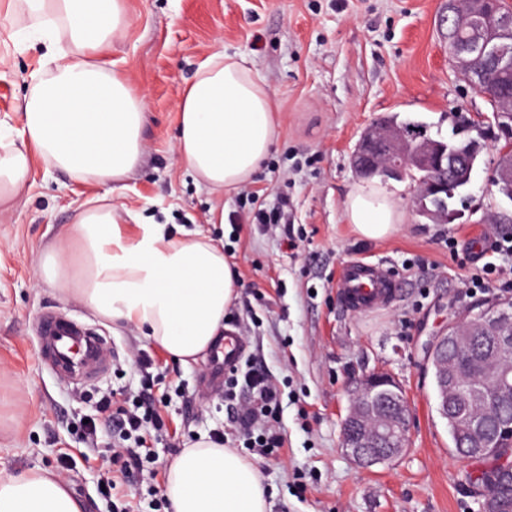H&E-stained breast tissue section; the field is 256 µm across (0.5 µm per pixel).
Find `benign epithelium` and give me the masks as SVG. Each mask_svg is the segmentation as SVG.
Instances as JSON below:
<instances>
[{"mask_svg":"<svg viewBox=\"0 0 512 512\" xmlns=\"http://www.w3.org/2000/svg\"><path fill=\"white\" fill-rule=\"evenodd\" d=\"M448 45L452 47L456 68L468 75L470 86L486 98L482 84L490 75L512 69V11H504L498 0H448ZM481 63L480 77L471 74ZM494 142L498 161L491 183L503 196H512V92L494 101ZM476 132L455 154L460 161L454 174L466 179L476 154L485 140V128L475 122L464 126ZM353 167L360 175L376 172L396 179H413V202L417 211L436 224L450 220L447 213L429 205L431 195L448 185V147L423 131L394 123H376L361 136L353 154ZM422 173L414 178V171ZM494 339L481 354L486 375L467 382L456 375L455 358L470 341L473 330ZM441 369L436 389L438 409L451 419L459 441L487 440L491 423L501 436L512 438V418L495 419L487 413L491 396L512 400V296H498L470 310L462 320L448 326L436 337L429 351ZM409 405L401 386L391 377L377 372L353 381L342 435V447L359 465L370 467L399 456L408 446Z\"/></svg>","mask_w":512,"mask_h":512,"instance_id":"7a95c632","label":"benign epithelium"}]
</instances>
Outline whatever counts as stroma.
Segmentation results:
<instances>
[{
	"label": "stroma",
	"instance_id": "stroma-1",
	"mask_svg": "<svg viewBox=\"0 0 512 512\" xmlns=\"http://www.w3.org/2000/svg\"><path fill=\"white\" fill-rule=\"evenodd\" d=\"M129 26L106 57L147 98L145 153L124 188L106 193L36 163L27 194L0 217V472L62 473L88 512H107L100 460L112 457V431L101 425L93 461L80 419L97 416L99 397L130 395L140 385L134 353L155 354L165 371L160 413L167 433L148 439L150 466H166L197 436L230 424L223 388L209 384L208 363L182 366L136 330L103 321L61 289L37 284L40 254L69 229L77 209L97 196L130 208L134 221L170 230L208 227L223 240L240 279L224 324L247 343V355L282 390L288 446L257 459L270 512H480L467 480L479 464L455 455L437 410L429 348L449 323L499 295L466 288L473 262H500L496 240L512 224L493 215L512 201L490 185L497 158L486 145L471 182L454 198L445 224L419 216L409 181L381 186L404 213L392 236L368 240L348 224L347 195L363 179L352 153L373 121L397 115L448 137L454 113L490 116L485 100L448 63L447 0H125ZM21 14L0 10V123L19 126L39 50L25 41ZM245 61L276 104L279 137L254 179L214 199L174 156L177 102L199 63L212 55ZM287 198L295 247L252 223V211ZM224 221L209 224L210 211ZM362 257L391 266L399 296L358 313L336 294L342 264ZM109 336L111 368L83 397L45 370L36 355L35 319L44 309ZM380 372L401 385L410 406L409 443L371 468L341 446L354 377ZM72 470L60 472L63 455Z\"/></svg>",
	"mask_w": 512,
	"mask_h": 512
}]
</instances>
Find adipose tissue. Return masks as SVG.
I'll list each match as a JSON object with an SVG mask.
<instances>
[{
  "mask_svg": "<svg viewBox=\"0 0 512 512\" xmlns=\"http://www.w3.org/2000/svg\"><path fill=\"white\" fill-rule=\"evenodd\" d=\"M34 26L65 25L69 42H44V72L23 103L21 124L0 128V211L29 186L34 159L78 181L122 187L143 152L146 102L128 78L101 62L129 20L122 0H20ZM177 164L209 195L248 183L278 137L264 82L236 58L200 63L177 103ZM345 218L367 239L394 234L404 215L376 182L346 198ZM133 213L103 204L79 210L71 229L43 254L37 279L75 294L99 317L141 332L183 365L203 360L224 335L237 274L224 247L199 231L163 224L124 231ZM171 512H267L257 466L237 449L202 440L167 465ZM63 477L0 473V512H85Z\"/></svg>",
  "mask_w": 512,
  "mask_h": 512,
  "instance_id": "1",
  "label": "adipose tissue"
}]
</instances>
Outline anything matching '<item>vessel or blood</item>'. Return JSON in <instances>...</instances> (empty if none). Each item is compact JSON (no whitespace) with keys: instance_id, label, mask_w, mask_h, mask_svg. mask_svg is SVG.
<instances>
[{"instance_id":"obj_1","label":"vessel or blood","mask_w":512,"mask_h":512,"mask_svg":"<svg viewBox=\"0 0 512 512\" xmlns=\"http://www.w3.org/2000/svg\"><path fill=\"white\" fill-rule=\"evenodd\" d=\"M336 288L347 307L367 312L393 303L398 296L399 282L395 274L381 264L356 257L340 269ZM39 329L40 357L44 365L64 380L82 384L109 368L105 337L82 323L46 311L39 318ZM245 354L246 349L235 331H226L213 350L212 382H223L225 373Z\"/></svg>"}]
</instances>
